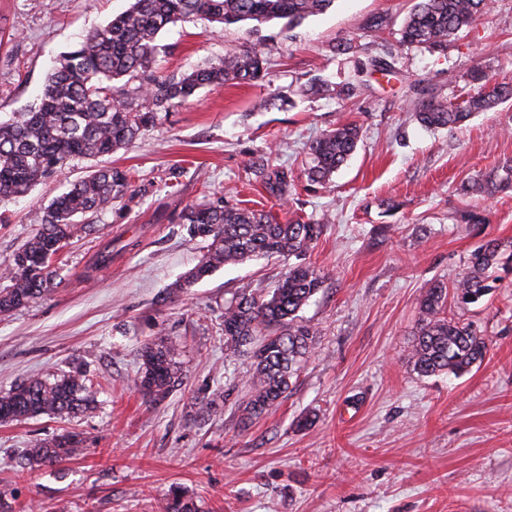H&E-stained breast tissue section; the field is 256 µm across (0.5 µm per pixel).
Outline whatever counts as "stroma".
<instances>
[{
    "label": "stroma",
    "mask_w": 512,
    "mask_h": 512,
    "mask_svg": "<svg viewBox=\"0 0 512 512\" xmlns=\"http://www.w3.org/2000/svg\"><path fill=\"white\" fill-rule=\"evenodd\" d=\"M413 4L335 0L292 29L211 33L191 21L160 34L158 77L248 41L263 44L266 75L199 89L107 157L130 173V192L68 246L58 291L0 318V395L81 365L98 400L77 418L0 423V497L13 512H158L173 485L201 512H512V269L489 270V295L446 310L488 338L479 366L422 377L408 362L425 285L455 286L487 240L512 255V189L473 188L512 160V100L452 131L416 118L429 100L473 93V67L512 82V0H490L441 51L399 45ZM128 6L0 0V115L37 102L56 58ZM347 36L351 50L337 52ZM322 79L352 96L310 92ZM349 122L362 129L356 152L329 182L309 181V143ZM89 165L74 160L0 209V269ZM262 166L287 172L285 194L266 188ZM220 197L283 223L331 218L307 254L323 277L300 312L313 346L280 405L251 420L253 361L224 355V300L244 286L268 295L285 261L227 266L169 292L203 252L183 210ZM107 246L112 263L96 268ZM160 336L180 344L187 379L155 405L135 380L141 345ZM211 395L215 408L200 412ZM66 431L84 440L78 461L18 467L22 449Z\"/></svg>",
    "instance_id": "35a3bbf8"
}]
</instances>
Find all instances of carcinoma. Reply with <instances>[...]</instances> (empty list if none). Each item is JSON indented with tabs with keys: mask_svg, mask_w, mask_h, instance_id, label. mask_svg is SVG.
Instances as JSON below:
<instances>
[{
	"mask_svg": "<svg viewBox=\"0 0 512 512\" xmlns=\"http://www.w3.org/2000/svg\"><path fill=\"white\" fill-rule=\"evenodd\" d=\"M335 0H130L129 7L106 25L86 35L63 53L48 73L39 103L27 112L0 119V203L25 195L36 184L61 172L76 158L98 159L126 149L176 104L198 89L226 83L256 82L265 75V52L249 42L228 50L178 79H160L151 66L158 36L178 24L205 20L214 27L280 20L288 27L326 11ZM488 0H416L400 30L403 44L442 50L485 13ZM140 80L126 89L125 78ZM477 86L459 103L432 101L416 111L425 127L452 128L472 114L512 99V84H487L480 68L469 73ZM360 128L351 123L324 132L309 144V180L324 183L355 153ZM512 186V161L474 184L494 194ZM130 188L126 172L110 166L90 170L45 208L42 224L14 252L5 270L8 285L0 289V317H9L60 287L55 261L65 247L93 231L90 218L112 210ZM189 235L204 244L198 264L171 287L189 288L226 265L278 256L288 264L271 295L248 287L224 300V353L251 355L255 365L248 380L245 419L258 417L285 396L298 377L312 343L313 331L299 312L322 287V277L306 262L323 222L282 224L263 210L241 208L219 198L189 206L181 217ZM500 246L488 241L472 252L471 271L457 281L453 293L441 282L428 284L420 299L417 337L409 352L412 370L421 376L448 372L456 376L483 361L488 340L471 324L444 316L448 299L459 307L479 302L491 290L486 271L498 264ZM178 345L160 339L139 352L137 386L151 403L180 389L186 378ZM97 407L85 372L76 367L54 378L32 376L0 395V422L38 415L61 418L84 415ZM83 440L65 432L26 449L23 464L31 468L79 459ZM159 512H199L178 486L158 504Z\"/></svg>",
	"mask_w": 512,
	"mask_h": 512,
	"instance_id": "cac0c4a2",
	"label": "carcinoma"
}]
</instances>
